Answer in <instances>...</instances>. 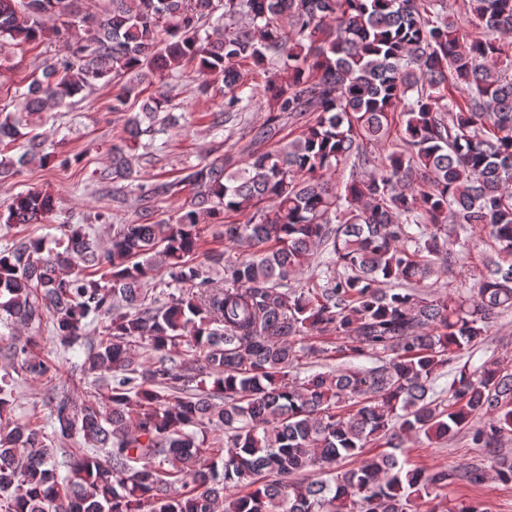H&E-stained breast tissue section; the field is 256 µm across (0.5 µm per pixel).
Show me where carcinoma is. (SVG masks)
Returning <instances> with one entry per match:
<instances>
[{
  "label": "carcinoma",
  "instance_id": "carcinoma-1",
  "mask_svg": "<svg viewBox=\"0 0 512 512\" xmlns=\"http://www.w3.org/2000/svg\"><path fill=\"white\" fill-rule=\"evenodd\" d=\"M100 2L91 12L84 0H0L1 58L64 46L15 91L16 111L0 113V177L36 156L79 162L43 152L37 129L113 85L127 138L90 179L120 205L138 201L105 243L64 224L53 248L23 237L0 250V314L26 328L45 310L54 340L84 353L66 372L32 336L0 346V512H438L436 489L511 482L505 457L428 473L400 456L413 435L467 429L491 450L512 434V372L464 360L512 313V74L502 68L512 0H463L480 30L470 38L445 0ZM79 27L90 35L72 36ZM242 62L262 71L273 112L255 140L279 136L282 113L300 133L242 167L202 160L179 179L137 183L134 158L151 157L178 120L166 92L149 91L153 78L195 63L224 83V112L238 116L254 98ZM397 118L401 147L381 161L370 148ZM19 139L27 152L14 158ZM184 191L187 204L160 217L154 200ZM55 208L47 190L19 193L4 224ZM206 223L223 227L233 254L198 260ZM475 226L497 249L472 273L463 259ZM316 245L330 259L314 287L285 289ZM159 269L175 285L163 299L150 288ZM447 272L470 274L474 293L431 297L425 282ZM334 353L347 362L326 364ZM309 355L321 370L288 380ZM361 356L379 364L350 362ZM16 374L41 383L52 434L3 417ZM91 375L109 383L74 398ZM78 436L82 447H68Z\"/></svg>",
  "mask_w": 512,
  "mask_h": 512
}]
</instances>
